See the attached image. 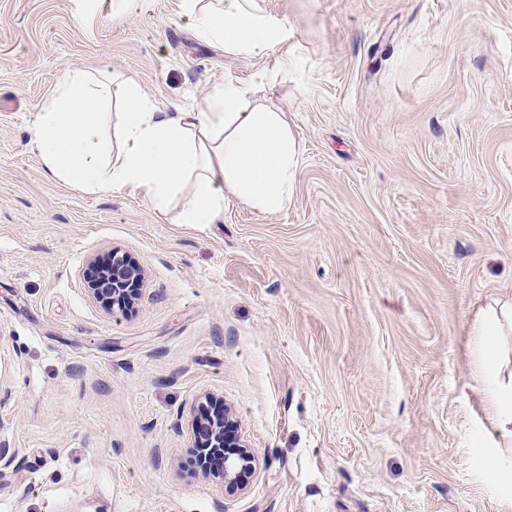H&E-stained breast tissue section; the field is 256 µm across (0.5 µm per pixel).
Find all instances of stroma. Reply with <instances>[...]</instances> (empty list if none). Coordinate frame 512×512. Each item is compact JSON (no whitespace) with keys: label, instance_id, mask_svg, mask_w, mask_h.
<instances>
[{"label":"stroma","instance_id":"stroma-1","mask_svg":"<svg viewBox=\"0 0 512 512\" xmlns=\"http://www.w3.org/2000/svg\"><path fill=\"white\" fill-rule=\"evenodd\" d=\"M179 2L87 29L74 0H0V512H512L470 336L512 300V0H259L295 70L197 41ZM101 67L164 106L268 71L288 208L180 224L48 178L34 116ZM115 248L145 277L127 314L86 290ZM211 399L244 487L191 462ZM228 410V409H227ZM229 415L233 419H229V425L225 426V435H223V427L210 426L205 437L201 436V428L198 426L197 420L192 427L193 446L202 454L222 453L224 447V460L220 465H213L212 469H205L202 475L211 480L225 483L226 485H240L256 468V458L249 446L237 436L239 427L238 421L233 417V413L228 410ZM201 440V441H200ZM224 440V441H223ZM221 467L219 470L216 468Z\"/></svg>","mask_w":512,"mask_h":512}]
</instances>
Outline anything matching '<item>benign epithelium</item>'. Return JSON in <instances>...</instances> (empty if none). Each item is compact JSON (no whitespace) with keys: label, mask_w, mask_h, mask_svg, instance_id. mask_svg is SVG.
I'll return each instance as SVG.
<instances>
[{"label":"benign epithelium","mask_w":512,"mask_h":512,"mask_svg":"<svg viewBox=\"0 0 512 512\" xmlns=\"http://www.w3.org/2000/svg\"><path fill=\"white\" fill-rule=\"evenodd\" d=\"M143 281V273L131 268L125 256L114 250L111 268L96 282L89 284L87 292L95 302L106 304L114 313L124 314L131 307L133 295L142 291ZM238 427V421L231 419L228 426H212L203 434L198 424H193V445L199 452L224 453L221 469L205 470V478L237 486L256 468V458L251 448L237 436Z\"/></svg>","instance_id":"obj_1"}]
</instances>
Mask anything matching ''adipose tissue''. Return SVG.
<instances>
[{"label":"adipose tissue","mask_w":512,"mask_h":512,"mask_svg":"<svg viewBox=\"0 0 512 512\" xmlns=\"http://www.w3.org/2000/svg\"><path fill=\"white\" fill-rule=\"evenodd\" d=\"M195 37L236 56L288 53V27L257 0H180ZM270 80H227L193 107L164 106L109 69L67 70L44 100L33 143L56 181L90 194H145L153 212L180 224H219L240 202L277 214L292 201L302 148L284 111L250 100ZM480 382L492 410L490 477L512 485V302L489 307L474 328Z\"/></svg>","instance_id":"ef3b65f1"}]
</instances>
